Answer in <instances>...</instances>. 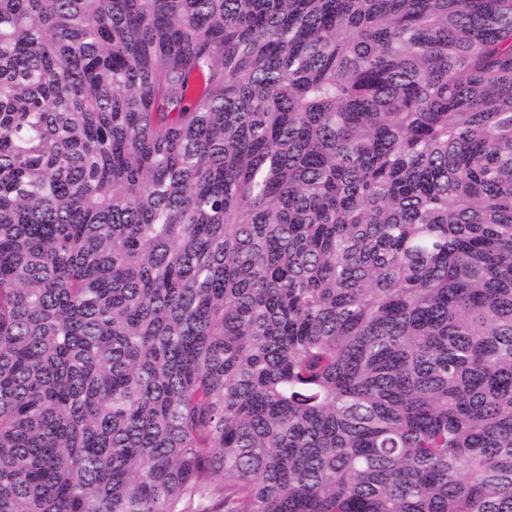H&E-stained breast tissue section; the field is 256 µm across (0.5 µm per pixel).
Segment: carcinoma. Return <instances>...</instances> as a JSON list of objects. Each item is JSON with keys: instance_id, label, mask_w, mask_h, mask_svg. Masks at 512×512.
<instances>
[{"instance_id": "obj_1", "label": "carcinoma", "mask_w": 512, "mask_h": 512, "mask_svg": "<svg viewBox=\"0 0 512 512\" xmlns=\"http://www.w3.org/2000/svg\"><path fill=\"white\" fill-rule=\"evenodd\" d=\"M512 512V0H0V512Z\"/></svg>"}]
</instances>
